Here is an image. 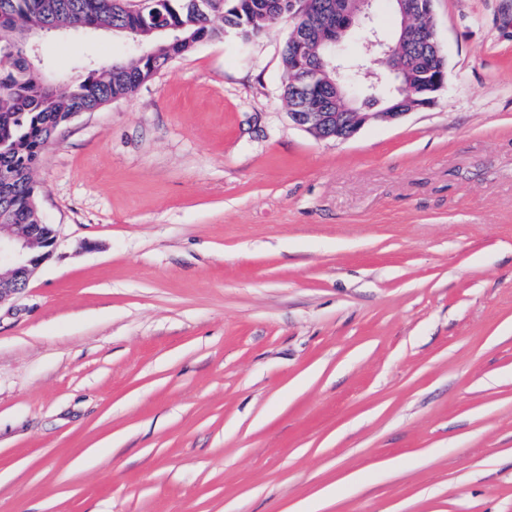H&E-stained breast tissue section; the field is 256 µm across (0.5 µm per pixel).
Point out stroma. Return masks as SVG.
I'll return each instance as SVG.
<instances>
[{"label":"stroma","mask_w":512,"mask_h":512,"mask_svg":"<svg viewBox=\"0 0 512 512\" xmlns=\"http://www.w3.org/2000/svg\"><path fill=\"white\" fill-rule=\"evenodd\" d=\"M446 86L294 125L281 21L74 117L0 301V512H512V0H434ZM44 40V67L125 56Z\"/></svg>","instance_id":"1"}]
</instances>
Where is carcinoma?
<instances>
[{
	"label": "carcinoma",
	"mask_w": 512,
	"mask_h": 512,
	"mask_svg": "<svg viewBox=\"0 0 512 512\" xmlns=\"http://www.w3.org/2000/svg\"><path fill=\"white\" fill-rule=\"evenodd\" d=\"M297 0H163L167 30L148 32L133 5L120 0H0V171L13 175L12 190L0 200V213L9 224L36 223V197L31 170L50 142L54 128L70 112L92 110L133 95L168 62L197 43L220 39L226 29L246 45L267 34L285 18L294 17ZM57 26L72 33L106 29L127 37L140 30L147 54L115 61L108 71H89L66 90L46 80L21 31ZM309 65L324 68L328 51L310 33Z\"/></svg>",
	"instance_id": "1"
}]
</instances>
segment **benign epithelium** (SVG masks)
Returning <instances> with one entry per match:
<instances>
[{
  "mask_svg": "<svg viewBox=\"0 0 512 512\" xmlns=\"http://www.w3.org/2000/svg\"><path fill=\"white\" fill-rule=\"evenodd\" d=\"M401 18L398 44L407 43L424 49L419 65L391 68L388 85L382 79L362 82L364 67L348 61L341 51L339 33L360 27L370 18L372 0H334L321 4L303 0L298 14L313 9L311 21L322 30L323 42L330 46L335 66L336 99L346 98L354 107L348 111L332 109L322 92L324 70L311 71L305 64L307 45L303 33L294 32L291 41L297 46L294 69L303 84V112H290V120L318 139L346 141L372 120L397 121L402 117L433 106L446 86L442 46L435 33L433 0H391ZM46 225L0 223V301L18 296L28 288L38 268L50 256L57 243V230L43 235Z\"/></svg>",
  "mask_w": 512,
  "mask_h": 512,
  "instance_id": "7a95c632",
  "label": "benign epithelium"
}]
</instances>
